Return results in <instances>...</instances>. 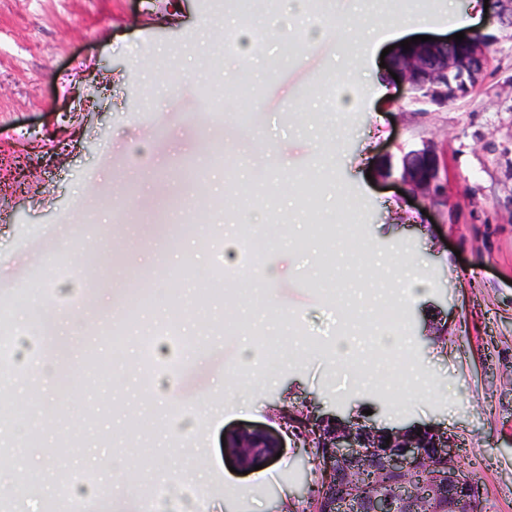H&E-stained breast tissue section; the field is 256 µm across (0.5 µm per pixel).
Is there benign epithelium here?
Returning a JSON list of instances; mask_svg holds the SVG:
<instances>
[{
  "mask_svg": "<svg viewBox=\"0 0 512 512\" xmlns=\"http://www.w3.org/2000/svg\"><path fill=\"white\" fill-rule=\"evenodd\" d=\"M500 26L512 28V0H494ZM495 37L473 34L459 43L426 41L409 53L398 46L390 62L400 85L415 103L445 104L448 91L455 98L467 96L481 82L491 63L490 45ZM399 181L415 196L434 204L448 199L445 160L426 145L402 159ZM331 448L323 456L329 474L336 467L348 475L349 500L356 512H432L437 498L435 476L424 472L411 477L414 469L428 461L426 445L416 435V426L378 427L373 423L337 419ZM434 455L448 463V512H471L481 497L474 480L460 473L455 437L439 428L429 429ZM390 439L394 452L381 453L380 440ZM374 476H368V472Z\"/></svg>",
  "mask_w": 512,
  "mask_h": 512,
  "instance_id": "7a95c632",
  "label": "benign epithelium"
}]
</instances>
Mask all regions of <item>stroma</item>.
Segmentation results:
<instances>
[{"label":"stroma","mask_w":512,"mask_h":512,"mask_svg":"<svg viewBox=\"0 0 512 512\" xmlns=\"http://www.w3.org/2000/svg\"><path fill=\"white\" fill-rule=\"evenodd\" d=\"M469 0H330L326 24L355 4L379 15L427 13L437 40H451L448 4ZM224 0H0V318L24 315L41 299L44 359L64 362L69 384L42 390L11 380L0 399L30 404L33 440L12 430L0 475L16 490L0 496L9 512L32 479L47 487L34 512L55 499L58 476L112 483V512H301L315 480L300 439L281 409L359 415L381 427L430 425L454 434L471 459L483 512H512V29L498 31L491 66L468 96L445 105L412 101L399 85L372 95L383 46L372 35L347 60L346 89L311 87L335 63L334 44L299 53L265 39L225 49L235 24L260 18ZM287 58L275 78L273 60ZM248 68L256 95L235 111L204 108L209 88L232 86ZM247 113L238 123L237 112ZM223 145L230 168H210L205 185L220 207L187 224L173 199L182 162ZM434 145L448 162V201H411L385 159ZM343 209L359 216L355 253L338 246L336 300L320 290L324 240L317 225ZM285 226L266 257L274 276L240 260L230 270L232 299L199 302L196 273L214 265L204 237L232 241L242 225ZM424 269L419 296L400 315L396 344L378 312L404 293L398 257ZM197 304L165 353L141 336L165 331L176 307ZM80 311L72 329L54 321ZM118 381L96 375L94 358L112 355L101 320L127 311ZM289 340L293 356L256 355L236 376L244 340L257 332ZM352 341L346 357L336 344ZM428 367L439 391L392 387L384 374L400 358ZM177 362L156 401L141 367ZM206 413L190 447L172 436L171 402ZM146 425L135 428L136 418ZM48 449L50 464L36 456ZM132 459L112 468L113 455ZM180 477L181 498L165 493Z\"/></svg>","instance_id":"1"}]
</instances>
